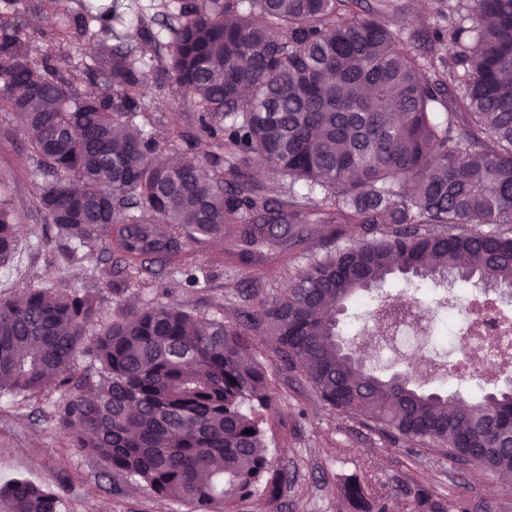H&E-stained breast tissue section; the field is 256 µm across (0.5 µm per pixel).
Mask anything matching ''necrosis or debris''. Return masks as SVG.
I'll list each match as a JSON object with an SVG mask.
<instances>
[{"mask_svg":"<svg viewBox=\"0 0 512 512\" xmlns=\"http://www.w3.org/2000/svg\"><path fill=\"white\" fill-rule=\"evenodd\" d=\"M481 289L461 299L449 288H428L429 305L402 301L389 307L380 333L362 328L358 343L378 356H424L429 377L460 381L477 364L495 373L512 367V328L504 326L502 307L481 312Z\"/></svg>","mask_w":512,"mask_h":512,"instance_id":"4bbe7bcc","label":"necrosis or debris"}]
</instances>
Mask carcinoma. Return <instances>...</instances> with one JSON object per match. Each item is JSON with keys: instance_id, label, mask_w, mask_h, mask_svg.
Masks as SVG:
<instances>
[{"instance_id": "cac0c4a2", "label": "carcinoma", "mask_w": 512, "mask_h": 512, "mask_svg": "<svg viewBox=\"0 0 512 512\" xmlns=\"http://www.w3.org/2000/svg\"><path fill=\"white\" fill-rule=\"evenodd\" d=\"M121 7L82 0L59 45ZM394 0H178L166 74L190 92L187 149L154 162L135 49H103L112 91L79 95L51 52L0 27V110L21 112L32 155L54 175L35 207L68 259L104 239L127 280L161 260L200 286L188 245L224 254L260 280L323 224L360 238L308 255L280 297L234 321L175 302L126 311L103 329L94 289L62 278L0 300V394L65 392L52 416L72 447L158 496L215 512L257 490L275 502L287 474L265 452L268 375L250 357L265 327L284 362L329 405L394 439L444 451L512 483V387L475 400L384 377L339 338L336 314L399 274L456 275L512 288V0H473L463 23L405 45L384 21ZM444 111H439V108ZM264 164L302 185L280 197L253 180ZM0 200V267L17 250ZM490 230H484V227ZM87 357L92 371H78ZM251 433H246V430ZM57 492L0 486V512H59Z\"/></svg>"}]
</instances>
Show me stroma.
Masks as SVG:
<instances>
[{"label": "stroma", "mask_w": 512, "mask_h": 512, "mask_svg": "<svg viewBox=\"0 0 512 512\" xmlns=\"http://www.w3.org/2000/svg\"><path fill=\"white\" fill-rule=\"evenodd\" d=\"M32 0H0V21L26 22L25 34L33 56L55 48L60 68L78 79V91L109 84L97 60L103 34H89L80 50L56 48L52 33L67 18L64 10L38 16L30 12ZM135 25L150 26L158 43L141 64L146 87V107L136 123L142 130L164 139L168 129L189 125L193 107L188 97L172 91L164 78L166 46L171 40L163 17L172 13L171 0H138ZM400 11L387 15L389 27L405 42L420 33L454 26L466 16L469 0H399ZM93 69L94 80L83 79ZM44 176L27 156L22 123L14 112L0 111V195L10 199L17 216L18 247L13 262L0 268V299L25 288H43L66 276L79 285L95 288L104 317H111L114 290L125 275L114 259L66 263L50 251L58 239L52 225L32 205ZM223 245L214 242L193 247L207 281L189 288L178 269L154 263L150 287L127 290L130 304L142 307L173 299L198 317L222 316L234 320L259 302L272 301L287 287L299 264L286 261L277 276L253 283L248 269L227 263L214 265ZM257 359L265 367L274 390L266 410L265 449L274 467L288 479L276 502L263 493L238 502L235 512H354L346 495L350 483L379 492L383 512H415L416 500L427 490L448 506L464 503L467 512H512V484L490 473L463 470L443 453L403 441H392L324 403L298 369L285 366L277 344L265 328L252 333ZM61 391L48 389L38 396H0V485L24 478L55 490L61 512H192L191 504L157 497L149 486L108 470L95 456L72 448L51 415Z\"/></svg>", "instance_id": "1"}]
</instances>
